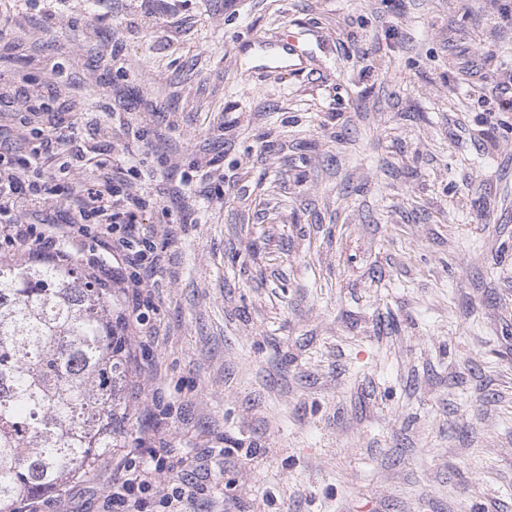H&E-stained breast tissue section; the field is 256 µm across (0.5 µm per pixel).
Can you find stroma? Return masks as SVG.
I'll list each match as a JSON object with an SVG mask.
<instances>
[{"label": "stroma", "mask_w": 512, "mask_h": 512, "mask_svg": "<svg viewBox=\"0 0 512 512\" xmlns=\"http://www.w3.org/2000/svg\"><path fill=\"white\" fill-rule=\"evenodd\" d=\"M18 71L124 145L125 445L195 512H512V0H0ZM290 34L297 63L237 43Z\"/></svg>", "instance_id": "obj_1"}]
</instances>
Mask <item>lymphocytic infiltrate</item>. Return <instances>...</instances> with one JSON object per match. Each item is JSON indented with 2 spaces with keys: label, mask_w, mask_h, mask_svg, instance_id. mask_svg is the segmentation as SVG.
Here are the masks:
<instances>
[{
  "label": "lymphocytic infiltrate",
  "mask_w": 512,
  "mask_h": 512,
  "mask_svg": "<svg viewBox=\"0 0 512 512\" xmlns=\"http://www.w3.org/2000/svg\"><path fill=\"white\" fill-rule=\"evenodd\" d=\"M35 82L33 75L21 71L11 82H0V108L6 107L10 99L20 97L28 112L47 120L46 135L21 162L15 159L10 131L0 126V238L16 242L35 239L47 257L63 261L68 259L75 242L94 236L110 245L101 262L117 265L113 280L118 283L138 280V267L154 251L153 240L130 233L146 206L145 194L130 191L106 173L90 181H71L64 192H56L52 186L53 175L43 170L47 159L65 153L81 166L90 164L91 159L82 144L79 122L59 120L58 114L65 111V103L56 102L53 91L33 92ZM59 194L67 205L65 223L39 231L20 222L19 217L25 211ZM122 469L121 481L112 486V512H150L147 494L156 475L166 469L164 458L156 453L145 459L131 458Z\"/></svg>",
  "instance_id": "lymphocytic-infiltrate-1"
}]
</instances>
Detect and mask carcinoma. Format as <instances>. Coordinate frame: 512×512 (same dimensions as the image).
<instances>
[{
	"mask_svg": "<svg viewBox=\"0 0 512 512\" xmlns=\"http://www.w3.org/2000/svg\"><path fill=\"white\" fill-rule=\"evenodd\" d=\"M129 343L76 259H0V512L60 491L125 428Z\"/></svg>",
	"mask_w": 512,
	"mask_h": 512,
	"instance_id": "obj_1",
	"label": "carcinoma"
}]
</instances>
